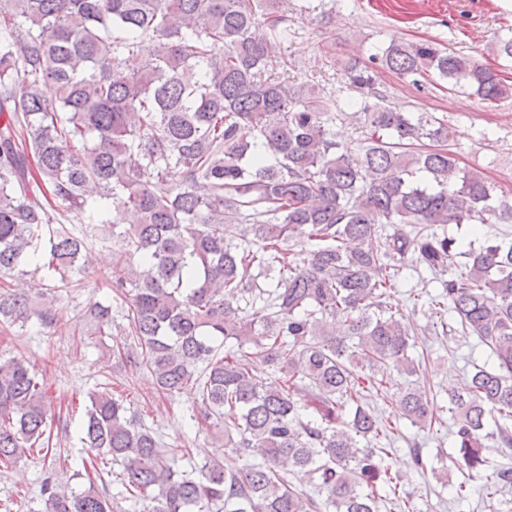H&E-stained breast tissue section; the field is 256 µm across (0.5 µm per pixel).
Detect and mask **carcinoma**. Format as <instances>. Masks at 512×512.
Listing matches in <instances>:
<instances>
[{"label":"carcinoma","mask_w":512,"mask_h":512,"mask_svg":"<svg viewBox=\"0 0 512 512\" xmlns=\"http://www.w3.org/2000/svg\"><path fill=\"white\" fill-rule=\"evenodd\" d=\"M281 4L0 0V325L53 324L24 287L25 265L44 250L53 287L68 288L88 263L87 225L107 224L106 280L135 337L126 357L160 392L194 395V425L222 431L247 463L159 457L152 429L104 387L87 393L86 473L100 456L121 463L117 483L143 512H415L389 449L371 447L396 431L371 403L377 375L419 372L415 331L382 301L415 260L440 291L414 309L432 327L453 311L491 351V365L448 387L464 477L451 494L467 500L479 479L490 501L512 484V468L488 457L492 443L512 447V241L464 249L448 226L511 224L512 203L457 166L444 120L382 96L361 107L358 153L336 140L338 101L279 75ZM142 52L153 68L127 69ZM372 63L416 86L436 76L489 103L512 97L495 70L428 40ZM345 71L374 89V68ZM298 235L310 248L297 259ZM454 251L464 261L452 269ZM90 315L99 333L112 328V306ZM383 399L415 426L442 423L415 380ZM54 421L44 379L0 354V467L49 448ZM292 468L309 490L292 485ZM41 496L46 512H112L91 476L77 493L49 475Z\"/></svg>","instance_id":"carcinoma-1"}]
</instances>
